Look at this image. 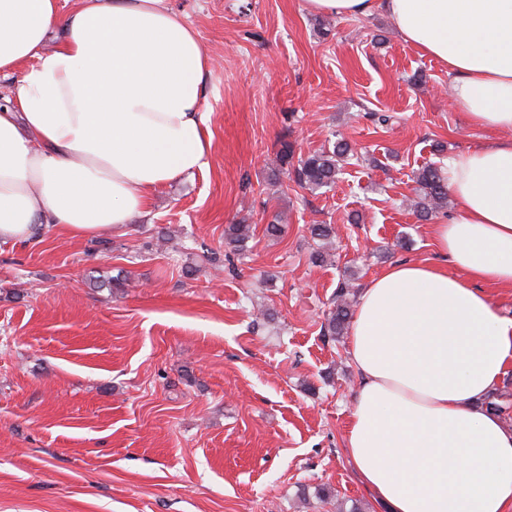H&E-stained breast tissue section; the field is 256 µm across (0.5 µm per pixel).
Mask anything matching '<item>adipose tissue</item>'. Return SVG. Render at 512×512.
<instances>
[{
  "label": "adipose tissue",
  "instance_id": "ef3b65f1",
  "mask_svg": "<svg viewBox=\"0 0 512 512\" xmlns=\"http://www.w3.org/2000/svg\"><path fill=\"white\" fill-rule=\"evenodd\" d=\"M385 12L446 65L452 101L498 132L449 158L456 208L431 227L441 264L401 262L362 289L349 332L359 375L344 452L385 512H512V428L485 399L512 371V0H304ZM68 36L54 48L56 27ZM210 59L164 0H0V243L53 226L122 231L162 186L204 170Z\"/></svg>",
  "mask_w": 512,
  "mask_h": 512
}]
</instances>
